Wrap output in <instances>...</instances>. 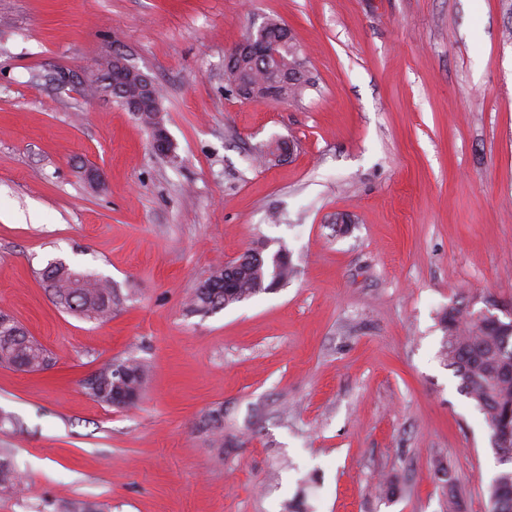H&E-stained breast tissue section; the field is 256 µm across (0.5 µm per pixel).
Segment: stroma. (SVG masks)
Here are the masks:
<instances>
[{"instance_id":"1","label":"stroma","mask_w":512,"mask_h":512,"mask_svg":"<svg viewBox=\"0 0 512 512\" xmlns=\"http://www.w3.org/2000/svg\"><path fill=\"white\" fill-rule=\"evenodd\" d=\"M269 16L302 47L299 100L224 79ZM117 53L160 88L174 156L85 95ZM277 140L290 156L257 163ZM260 246L287 252L285 285L189 313ZM56 261L111 281V320L53 302ZM472 302L512 320V0H0V311L51 358L0 366L27 485L0 512H448L439 463L459 512H488L490 431L439 323ZM130 356L139 404L92 400ZM217 405L220 458L198 430ZM121 372V376H115ZM97 377L83 382L87 394L95 401L109 406L123 407L130 398L124 392L112 396L113 381H120L132 399L126 407L134 406L140 399L147 382V368L136 358L109 360L95 371Z\"/></svg>"}]
</instances>
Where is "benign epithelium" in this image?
I'll return each mask as SVG.
<instances>
[{
    "label": "benign epithelium",
    "mask_w": 512,
    "mask_h": 512,
    "mask_svg": "<svg viewBox=\"0 0 512 512\" xmlns=\"http://www.w3.org/2000/svg\"><path fill=\"white\" fill-rule=\"evenodd\" d=\"M256 52L265 60L275 59L283 75H288L300 68L298 57L283 58L274 50V44L269 42L268 32L262 27L249 31L243 42L237 45L228 55L225 64L231 66L242 54ZM83 87L91 97L101 93L112 94V89L127 88L131 85L138 87V93L126 99V109L140 117L149 129L154 150L163 155L173 153L175 144L166 126L158 121L161 115V99L155 94L153 84L143 73L128 65L121 57L114 56L103 63L102 68L93 74L83 77Z\"/></svg>",
    "instance_id": "7a95c632"
}]
</instances>
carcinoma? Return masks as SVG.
<instances>
[{"mask_svg":"<svg viewBox=\"0 0 512 512\" xmlns=\"http://www.w3.org/2000/svg\"><path fill=\"white\" fill-rule=\"evenodd\" d=\"M270 64L250 56L241 59V65L225 68L229 84L268 100H295L310 86V78L303 75L294 80L275 76ZM243 263L235 270L239 274L234 287L224 289V268H219L201 281L188 302L190 312L207 315L240 302L288 281L293 273L290 260L268 266L258 258V252L249 250L241 256ZM42 279L51 289L55 303L65 311L86 320H106L112 315V287L91 274L73 271L61 261L50 263L42 272ZM443 355L448 367L460 380V391L472 400L483 414L496 440L504 420L512 415V321L504 329L485 316L475 317L470 307L452 306L441 318ZM0 366L24 372L42 371L49 366L46 349L33 340L16 321L0 326ZM97 377L84 383L87 394L95 401L112 405L113 382H121L131 400L140 399L147 382V368L136 358L109 360L96 371ZM201 429L211 447L224 454V406L209 410ZM501 470L488 487L489 512H512V447L497 448ZM23 479L11 455L0 451V492L19 494Z\"/></svg>","mask_w":512,"mask_h":512,"instance_id":"1","label":"carcinoma"}]
</instances>
